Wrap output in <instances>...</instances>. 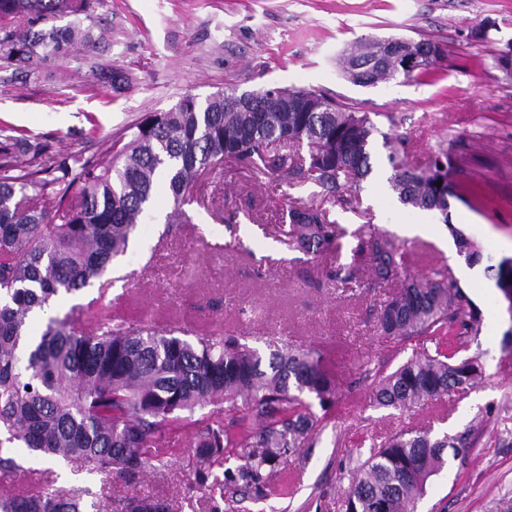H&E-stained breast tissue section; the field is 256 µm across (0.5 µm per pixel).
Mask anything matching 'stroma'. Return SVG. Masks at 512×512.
<instances>
[{
    "instance_id": "obj_1",
    "label": "stroma",
    "mask_w": 512,
    "mask_h": 512,
    "mask_svg": "<svg viewBox=\"0 0 512 512\" xmlns=\"http://www.w3.org/2000/svg\"><path fill=\"white\" fill-rule=\"evenodd\" d=\"M96 13L111 24L97 56L125 83H90L83 55L44 69L27 83L0 82V125L47 141L62 159L101 154L146 113L229 88L315 90L369 113L381 136L371 174L356 189L330 197L313 183L277 181L264 168L225 163L206 176L186 211L192 221L166 234L171 202L149 207L126 253L114 259L108 291L112 316L187 325L216 337L235 336L267 352L335 345L340 380L332 409L305 395L316 430L286 467L274 472L280 495L260 498L225 484L211 498L194 489L199 463L187 430L164 449V467L134 485L22 446L11 448L17 471L0 472V494L38 482L86 489V502L132 495L168 499L174 512H344L351 471L367 456L361 442L381 443L405 431L464 438L457 456L431 478L416 512H503L512 499V315L486 267L512 257V75L495 57L512 42V0H105ZM491 20L486 40L470 30ZM432 40L447 48L430 74L371 86L343 77L336 58L364 37ZM404 141V158L426 167L439 149L464 159L455 174L464 200L448 215L402 205L389 187L383 136ZM321 206L340 228V248L313 259L290 250L282 212L291 203ZM478 247L475 275L457 252L450 227ZM389 241L418 277L449 271L481 311L467 353L479 357L481 386L407 411L381 407L373 372L393 371L421 347L375 332L385 300L399 282L379 283L368 270L345 277L361 242Z\"/></svg>"
}]
</instances>
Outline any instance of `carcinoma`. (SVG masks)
<instances>
[{
	"label": "carcinoma",
	"mask_w": 512,
	"mask_h": 512,
	"mask_svg": "<svg viewBox=\"0 0 512 512\" xmlns=\"http://www.w3.org/2000/svg\"><path fill=\"white\" fill-rule=\"evenodd\" d=\"M103 0H0V66L29 81L48 62L80 42L89 51L102 32L86 21ZM71 17L65 27L53 24ZM375 39L362 38L338 64L344 75L355 64L373 63L374 82L400 73L373 55ZM377 127L356 112L313 90L269 88L242 97L220 91L200 101L184 96L167 111L153 112L105 149V157L56 160L37 137L7 127L0 134V448L25 447L67 462H93L105 477L126 484L163 462L170 435L189 425V447L203 464L195 488L229 481L245 491L273 494L269 473L303 447L319 418L301 395L323 408L335 403L334 364L320 349L275 348L268 357L235 336L217 339L194 331L132 322L112 325L103 295L85 308L90 320L76 326L50 317L37 335L29 314L61 295L101 279L158 195L173 202V224H188L184 206L201 177L229 161L261 162L282 180H307L334 196L371 172ZM390 146L391 189L405 205L448 213L459 197L452 181L456 160L445 149L422 170L411 169ZM309 148L295 166L278 147ZM288 245L319 258L338 249L336 223L319 206L288 209ZM457 251L477 250L452 231ZM357 252L378 282L401 280L381 308L376 328L397 343L435 344L391 373L373 375V396L403 411L444 394L470 390L484 380L479 359L463 356L465 338L476 333L479 313L460 282L438 271L423 281L400 277L403 257L386 240ZM193 338H187V335ZM244 400L242 416L224 423V404ZM209 408L193 418L196 410ZM457 453L454 439L401 432L379 445L354 470L345 512H414L428 480ZM243 464L217 473L231 458ZM87 490L58 491L38 485L0 496V512H88ZM124 512H172L151 497H131Z\"/></svg>",
	"instance_id": "carcinoma-1"
}]
</instances>
